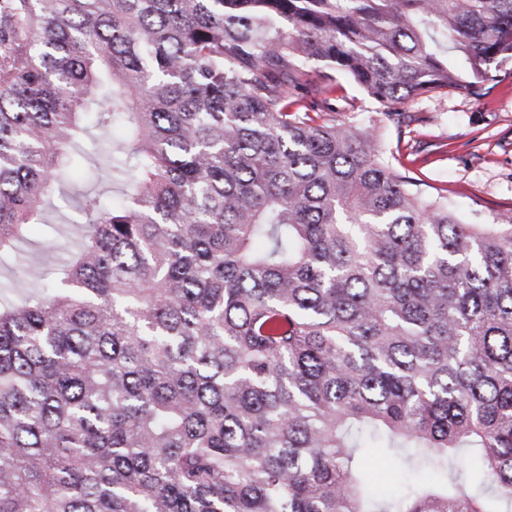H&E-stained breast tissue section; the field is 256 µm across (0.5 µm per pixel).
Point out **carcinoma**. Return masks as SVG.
Here are the masks:
<instances>
[{"mask_svg":"<svg viewBox=\"0 0 512 512\" xmlns=\"http://www.w3.org/2000/svg\"><path fill=\"white\" fill-rule=\"evenodd\" d=\"M310 60L391 121L480 96L512 0H0V265L84 121L122 183L51 283L0 285V512H512V218L308 101ZM366 468L375 492L396 498L404 495L421 477V472L407 470L399 460L384 459L382 448H369Z\"/></svg>","mask_w":512,"mask_h":512,"instance_id":"carcinoma-1","label":"carcinoma"}]
</instances>
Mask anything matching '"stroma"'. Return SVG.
I'll use <instances>...</instances> for the list:
<instances>
[{
	"label": "stroma",
	"instance_id": "obj_1",
	"mask_svg": "<svg viewBox=\"0 0 512 512\" xmlns=\"http://www.w3.org/2000/svg\"><path fill=\"white\" fill-rule=\"evenodd\" d=\"M319 105L336 108L340 122L372 115L376 108L359 87L337 78L336 90L313 92ZM389 144L395 145V165L410 175L448 191L460 215L491 224L504 214L512 216V67L496 73L485 97L458 92L424 96L411 101L399 122L390 124ZM89 171H73L67 195L50 210L46 224L28 225L20 251L27 263L0 267V280L25 281L26 267L53 270L80 238L76 225V199L92 185ZM367 474L376 493L401 497L420 478L395 459L387 460L379 448L370 449Z\"/></svg>",
	"mask_w": 512,
	"mask_h": 512
}]
</instances>
